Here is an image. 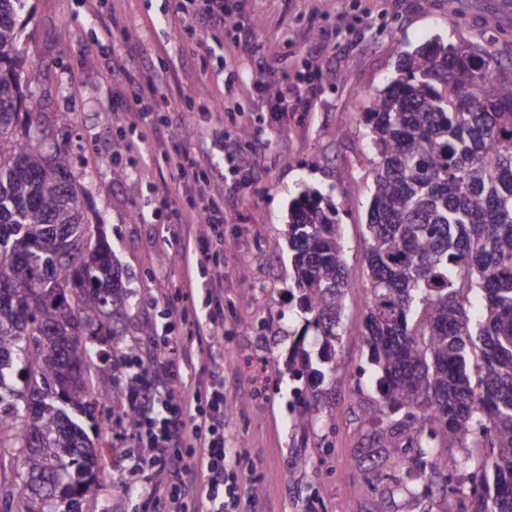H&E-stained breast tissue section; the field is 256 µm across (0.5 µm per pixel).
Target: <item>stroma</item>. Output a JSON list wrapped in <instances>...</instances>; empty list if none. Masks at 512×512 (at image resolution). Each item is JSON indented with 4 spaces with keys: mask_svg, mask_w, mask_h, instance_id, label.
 Listing matches in <instances>:
<instances>
[{
    "mask_svg": "<svg viewBox=\"0 0 512 512\" xmlns=\"http://www.w3.org/2000/svg\"><path fill=\"white\" fill-rule=\"evenodd\" d=\"M236 32L208 36L227 66L223 81L204 69L185 22H165L175 0H25L21 46L26 64L38 66L36 94L44 119L74 118L69 146L88 159L85 210L101 214L104 231L125 272L131 298L128 333L141 339L145 369L193 349L199 363L224 358V446L227 463L242 476L247 512H420L415 500L387 491L394 469L363 417L377 412L378 395L368 374L360 335L367 242L364 225L373 192L372 154L362 115L366 92L383 88L405 52L432 41H465L512 63V8L506 0H225ZM113 18L112 47L97 43L100 21ZM264 46L272 82L256 89L249 78ZM148 49L158 86L149 103L161 115L191 111L190 132L223 125L241 151L256 146L262 163L227 191L211 178L210 191L224 197V244L211 251L210 268L223 275L219 297L224 334L197 335L200 290L183 286L175 224L142 223L157 199L177 187L173 168L158 166L148 129L130 130L133 100L113 99L110 89L137 74L140 49ZM125 68L109 70V51ZM290 107L280 123L256 121L279 94ZM124 150H117V143ZM120 179H113V172ZM321 193L338 209L350 288L336 370L320 397L321 435L302 437L291 427L292 385L286 362L290 333L303 314L290 303L292 268L288 213L302 190ZM187 311L171 335H163L166 304ZM327 447H319V440ZM99 459L107 474L83 512H159L139 490L130 469L137 451L131 433L103 430ZM306 466H298V459ZM375 465L368 480L361 466ZM321 474H314V466Z\"/></svg>",
    "mask_w": 512,
    "mask_h": 512,
    "instance_id": "stroma-1",
    "label": "stroma"
}]
</instances>
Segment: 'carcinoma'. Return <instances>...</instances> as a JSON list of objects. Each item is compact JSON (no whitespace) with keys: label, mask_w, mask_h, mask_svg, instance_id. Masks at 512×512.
<instances>
[{"label":"carcinoma","mask_w":512,"mask_h":512,"mask_svg":"<svg viewBox=\"0 0 512 512\" xmlns=\"http://www.w3.org/2000/svg\"><path fill=\"white\" fill-rule=\"evenodd\" d=\"M23 9L0 0V448L20 462V512H82L104 478L86 432L101 430L94 374L128 366L137 346L126 339L121 266L83 209L88 173L68 147L47 150L53 130L29 111L41 71L24 65ZM366 97L374 168L361 336L385 458L415 474L391 494L431 498L441 481L438 512L465 500L472 512H512V70L438 41L404 53ZM288 246L305 314L288 358L292 428L306 435L345 309L336 208L321 194L292 204ZM452 448L488 452L460 460L464 481L448 471Z\"/></svg>","instance_id":"carcinoma-1"}]
</instances>
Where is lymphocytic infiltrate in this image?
<instances>
[{"label":"lymphocytic infiltrate","instance_id":"obj_1","mask_svg":"<svg viewBox=\"0 0 512 512\" xmlns=\"http://www.w3.org/2000/svg\"><path fill=\"white\" fill-rule=\"evenodd\" d=\"M154 86V78H131L126 93L140 101L137 124L154 132L159 158L175 168L181 180H204V165L222 158L229 163L225 182L232 186L246 166H257V158L228 148L223 129L217 127L200 131L196 146L184 145L181 123L158 116L143 104L145 92ZM170 143L176 144V151H167ZM223 211L217 197L202 189L190 199L189 212L204 223V230H196L185 219L177 221L186 282L191 285L197 278H205V300L209 303L218 302L216 287L222 281L221 276L209 273V242L222 236ZM134 409L139 452L132 469L142 474V490L149 499L163 502L166 512H243L244 487L237 472L226 464L223 372L211 371L204 385H176L169 364H160Z\"/></svg>","mask_w":512,"mask_h":512}]
</instances>
